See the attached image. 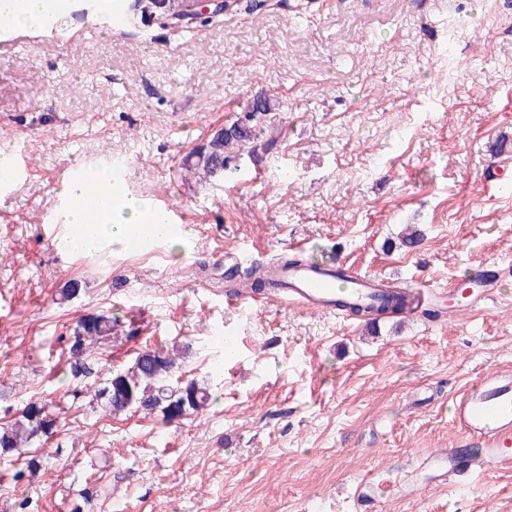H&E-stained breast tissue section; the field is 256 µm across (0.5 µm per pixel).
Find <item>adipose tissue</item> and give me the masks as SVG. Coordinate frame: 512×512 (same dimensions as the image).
Segmentation results:
<instances>
[{
    "mask_svg": "<svg viewBox=\"0 0 512 512\" xmlns=\"http://www.w3.org/2000/svg\"><path fill=\"white\" fill-rule=\"evenodd\" d=\"M89 177L90 184L71 182L60 190L65 204L57 219L80 227L78 250L92 253L105 241L126 245L135 229L143 230L147 240L169 241V233L162 231L156 211L147 203L117 190L107 173L93 171Z\"/></svg>",
    "mask_w": 512,
    "mask_h": 512,
    "instance_id": "obj_1",
    "label": "adipose tissue"
}]
</instances>
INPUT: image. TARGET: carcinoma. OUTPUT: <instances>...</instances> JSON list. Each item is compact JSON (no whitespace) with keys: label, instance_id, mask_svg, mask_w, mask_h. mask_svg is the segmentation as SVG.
I'll return each instance as SVG.
<instances>
[{"label":"carcinoma","instance_id":"1","mask_svg":"<svg viewBox=\"0 0 512 512\" xmlns=\"http://www.w3.org/2000/svg\"><path fill=\"white\" fill-rule=\"evenodd\" d=\"M192 7L190 0H164L165 20L175 22ZM277 106L272 96L259 92L247 105L244 115L230 125L215 131L210 139L192 147L183 158V169L202 185L210 178L229 169L230 150L239 144L257 138L253 121L262 113ZM307 263L301 255L283 253L267 263L253 264L243 271V278L254 291L280 288L282 283L268 277V267L278 265L297 267ZM336 306L344 309L352 319L374 325L391 315L410 312L406 296L390 294L375 305L357 306L343 298ZM118 318L105 313H88L75 323L69 338V350L75 362L72 372L83 371L80 359L94 345L108 342L116 330ZM180 354L176 349L146 348L137 353L131 365L118 370L94 391L92 402L110 415L143 412L158 414L170 423L201 413L210 400L209 387L196 379L184 380L175 376ZM59 429L58 412L53 404L43 400L29 401L21 412L0 426V457L32 445L36 441L53 438Z\"/></svg>","mask_w":512,"mask_h":512}]
</instances>
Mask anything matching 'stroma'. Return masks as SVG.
I'll return each instance as SVG.
<instances>
[{
    "label": "stroma",
    "instance_id": "1",
    "mask_svg": "<svg viewBox=\"0 0 512 512\" xmlns=\"http://www.w3.org/2000/svg\"><path fill=\"white\" fill-rule=\"evenodd\" d=\"M284 2L190 28L132 10L115 34L78 11L60 38L0 49V154L27 166L0 185V424L33 399L60 407L54 438L0 460V512H512V470L443 484L427 465L465 442L456 397L512 369V169L496 172L512 160L497 150L512 140V0ZM261 91L280 106L232 170L186 179V151ZM106 158L186 228L151 252L58 257L43 219L70 166ZM409 224L422 244L390 248ZM242 248L400 286L489 269L499 293L373 334L269 290L227 305L215 255ZM72 279L80 295L61 300ZM100 310L136 335L72 378L70 330ZM174 345L179 376L213 389L206 411L165 424L91 408L109 372Z\"/></svg>",
    "mask_w": 512,
    "mask_h": 512
}]
</instances>
